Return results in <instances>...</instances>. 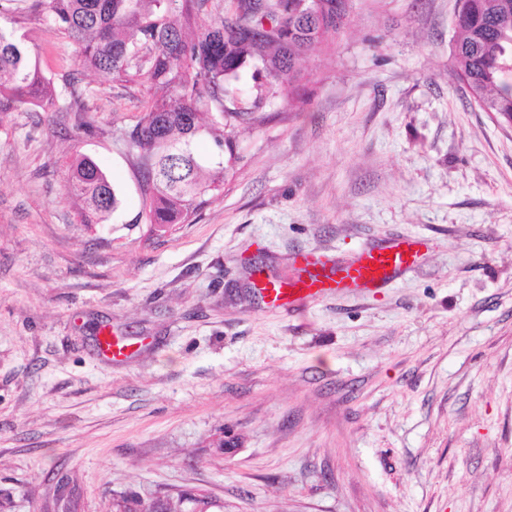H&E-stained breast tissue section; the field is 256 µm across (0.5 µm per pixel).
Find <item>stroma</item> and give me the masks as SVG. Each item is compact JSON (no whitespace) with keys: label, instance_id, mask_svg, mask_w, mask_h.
Masks as SVG:
<instances>
[{"label":"stroma","instance_id":"obj_1","mask_svg":"<svg viewBox=\"0 0 512 512\" xmlns=\"http://www.w3.org/2000/svg\"><path fill=\"white\" fill-rule=\"evenodd\" d=\"M457 7L351 0L302 101L239 128L230 181L157 232L129 142L147 84L101 82L45 6L0 0L85 104L0 115V512L186 490L224 512H512V127L457 77ZM78 153L119 193L105 223L65 191ZM396 238L424 257L384 287L243 295L295 254ZM102 325L136 354L99 356Z\"/></svg>","mask_w":512,"mask_h":512}]
</instances>
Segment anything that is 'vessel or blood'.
Listing matches in <instances>:
<instances>
[{
    "label": "vessel or blood",
    "mask_w": 512,
    "mask_h": 512,
    "mask_svg": "<svg viewBox=\"0 0 512 512\" xmlns=\"http://www.w3.org/2000/svg\"><path fill=\"white\" fill-rule=\"evenodd\" d=\"M422 241H401L386 248H370L343 262H334L323 255L301 253L294 262L299 276L291 284L275 280L263 282L262 295L267 304L286 310L301 302L318 298L335 290H366L385 284L395 273L411 269L421 256ZM98 353L112 361H123L133 353L126 338L105 332L97 339Z\"/></svg>",
    "instance_id": "vessel-or-blood-1"
}]
</instances>
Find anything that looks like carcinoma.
Masks as SVG:
<instances>
[{
	"mask_svg": "<svg viewBox=\"0 0 512 512\" xmlns=\"http://www.w3.org/2000/svg\"><path fill=\"white\" fill-rule=\"evenodd\" d=\"M54 26L76 45L80 66L104 81L143 80L156 90L130 132L137 166L149 195V223L183 224L233 171L236 129L259 128L276 98L299 100L297 62L342 29L350 0H271L261 12H219L203 32L190 29L208 0H46ZM454 52L457 74L470 100L512 122V0H460ZM253 69V84L240 85ZM59 93L33 56L26 34L0 26V114L34 105L46 112L85 111L82 94ZM214 112L224 129L204 127ZM207 131L222 155L204 177L193 143ZM65 190L80 203V223L101 224L119 206L112 183L89 157H75ZM144 499L122 495L116 512H141ZM158 512H212L224 506L203 494L180 493Z\"/></svg>",
	"mask_w": 512,
	"mask_h": 512,
	"instance_id": "obj_1",
	"label": "carcinoma"
}]
</instances>
